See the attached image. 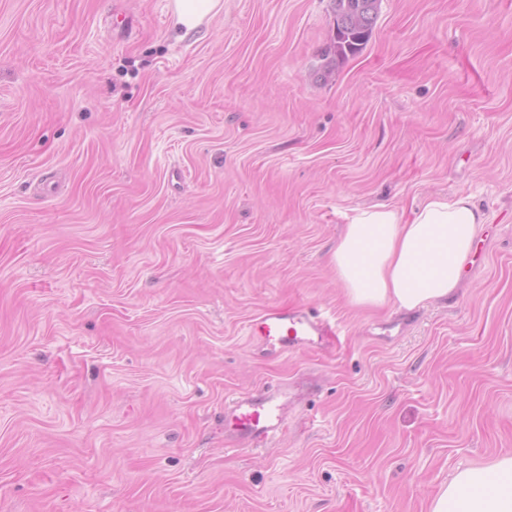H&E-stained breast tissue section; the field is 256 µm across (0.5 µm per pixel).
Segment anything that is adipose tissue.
<instances>
[{"mask_svg": "<svg viewBox=\"0 0 512 512\" xmlns=\"http://www.w3.org/2000/svg\"><path fill=\"white\" fill-rule=\"evenodd\" d=\"M487 215L470 194L434 195L411 215L377 205L355 209L331 264L349 304L411 312L454 298ZM430 512H512V456L459 470Z\"/></svg>", "mask_w": 512, "mask_h": 512, "instance_id": "adipose-tissue-1", "label": "adipose tissue"}]
</instances>
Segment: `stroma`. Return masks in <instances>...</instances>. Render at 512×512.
Here are the masks:
<instances>
[{
  "instance_id": "obj_1",
  "label": "stroma",
  "mask_w": 512,
  "mask_h": 512,
  "mask_svg": "<svg viewBox=\"0 0 512 512\" xmlns=\"http://www.w3.org/2000/svg\"><path fill=\"white\" fill-rule=\"evenodd\" d=\"M0 0V512H428L512 455V0ZM466 192L458 295L351 306L352 209ZM301 306L327 351L248 334ZM286 390L265 448L224 404ZM219 0H174L173 30L179 32L197 28L204 17L218 5ZM336 34L324 50L325 68L338 66L359 53L369 41L380 9V0H331Z\"/></svg>"
}]
</instances>
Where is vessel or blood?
I'll list each match as a JSON object with an SVG mask.
<instances>
[{
    "label": "vessel or blood",
    "instance_id": "b4317fda",
    "mask_svg": "<svg viewBox=\"0 0 512 512\" xmlns=\"http://www.w3.org/2000/svg\"><path fill=\"white\" fill-rule=\"evenodd\" d=\"M248 333L270 351L287 352L298 347L326 350L331 344L332 331L323 319L304 309L274 308L253 319ZM224 416L233 425L236 443L260 446L283 423L281 394L271 391L260 398H237L225 405Z\"/></svg>",
    "mask_w": 512,
    "mask_h": 512
}]
</instances>
